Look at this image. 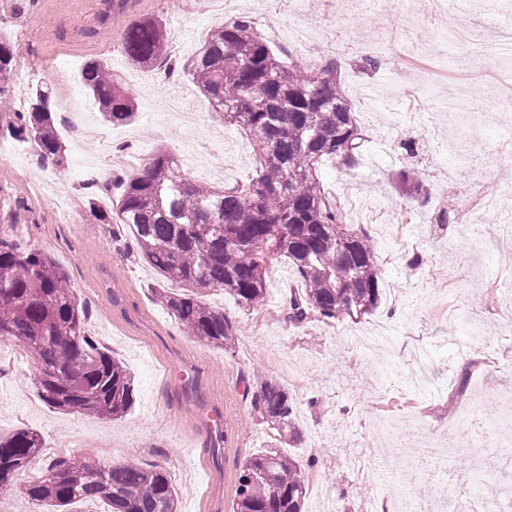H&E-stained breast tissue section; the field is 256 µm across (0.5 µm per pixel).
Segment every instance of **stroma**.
<instances>
[{
  "mask_svg": "<svg viewBox=\"0 0 512 512\" xmlns=\"http://www.w3.org/2000/svg\"><path fill=\"white\" fill-rule=\"evenodd\" d=\"M145 16L162 19L169 47L196 51L215 18L188 15L186 0H33L14 18L16 46L28 81H15L16 95L33 84L59 86L57 67L68 60L85 65L104 60L134 98L133 121L112 128L115 143L153 155L170 151L188 180L220 189L246 183L254 174L250 139L219 121L189 74L175 83L153 81L152 71L124 54V30ZM338 28L336 10L324 0H305L302 11L254 15L257 29L283 57L309 65L329 56L320 42L303 38L301 24ZM466 23L469 42L439 39L442 31ZM350 42L383 41L380 69L359 70L353 55L340 56L344 90L361 127L363 150L353 168L324 160L319 178L345 206L347 223L364 226L378 244L383 272L379 308L340 322L315 320L303 327L288 321L287 307L245 311L219 289L205 302L225 311L237 325L232 348L223 349L188 335L159 302L164 282L143 262L132 236L116 238L111 225L84 207L86 186L75 168L51 183L23 177V168L42 162L31 154L24 167L0 158V225L19 247L51 255L64 269L86 308L90 336L128 368L134 403L112 421L87 414L59 413L38 396V369L24 345L0 341V432L37 431L45 446L38 457L83 452L101 463L127 459L164 471L178 498V512H232L242 463L270 449L267 427L250 407L254 372H262L290 392L301 434L284 451L313 457L309 480L326 490L327 512H366L371 501L387 499L412 512L416 495L433 483L455 482L463 512L495 507L512 498V446L502 448L504 467L493 476L497 495L457 482L476 472L479 450L469 446V424L459 422L465 395L453 392L461 372L469 391L498 389L512 380V335L498 327L512 320V237L496 230L500 214L512 213V170L502 156L512 146V114L496 101L505 88L495 71L512 51L506 34L512 11L474 9L459 20L454 9L433 16L409 12L406 0H383L377 16H353ZM443 64L447 85H455L475 107L485 108L475 124L461 115H439L435 107L447 85H437L421 101L430 129L408 116L409 93L429 79V66ZM179 96L201 122L182 123L164 115L162 104ZM416 143L414 154L400 144ZM413 172L429 192L427 207L396 183L400 171ZM497 188L498 209L477 214L480 248L469 234L438 228L445 200L468 209L483 187ZM224 413L222 445L205 423L212 409ZM452 445L450 454L420 459L412 455L425 437ZM363 456L371 468L360 479L346 466L344 449Z\"/></svg>",
  "mask_w": 512,
  "mask_h": 512,
  "instance_id": "obj_1",
  "label": "stroma"
}]
</instances>
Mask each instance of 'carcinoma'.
<instances>
[{
	"label": "carcinoma",
	"instance_id": "carcinoma-1",
	"mask_svg": "<svg viewBox=\"0 0 512 512\" xmlns=\"http://www.w3.org/2000/svg\"><path fill=\"white\" fill-rule=\"evenodd\" d=\"M0 34V97L11 91L16 67L12 38ZM123 51L141 68L170 54L162 21L147 17L123 34ZM212 111L241 127L253 143L255 175L222 190L183 178L175 157L158 150L140 172L113 177L119 196L108 212L88 192V208L105 224L131 233L144 260L167 282L160 294L167 311L190 335L215 346L232 345V318L202 301L220 288L238 305L256 310L267 296V272L277 258L299 275L288 321L306 325L359 318L379 307L381 269L377 243L345 223L340 201H331L317 175L325 158L356 165L363 138L333 58L314 72L287 62L246 15L217 25L187 65ZM104 121H132L134 99L99 60L82 71ZM56 95L30 91L28 105L13 113L5 135L35 145L66 170L58 137ZM85 308L66 273L47 254L23 251L0 231V340H17L38 364L37 392L63 412L118 419L133 404V380L125 365L100 348L85 329ZM250 406L273 439L299 440L297 408L286 389L269 378L256 384ZM42 451L39 435L20 429L0 436V488ZM313 458L267 450L242 463L232 512H303ZM96 499L108 512H177L176 492L160 470L127 461L105 465L86 457L59 459L27 485L25 499L63 512L74 500Z\"/></svg>",
	"mask_w": 512,
	"mask_h": 512
}]
</instances>
